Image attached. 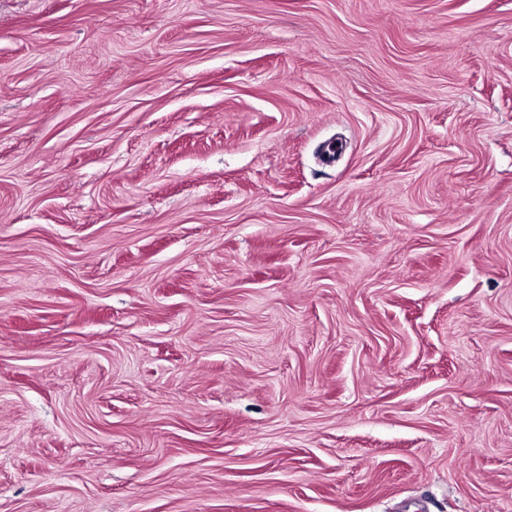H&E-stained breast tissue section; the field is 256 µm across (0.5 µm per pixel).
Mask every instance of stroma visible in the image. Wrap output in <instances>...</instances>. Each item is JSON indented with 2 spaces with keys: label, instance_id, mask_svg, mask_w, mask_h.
<instances>
[{
  "label": "stroma",
  "instance_id": "stroma-1",
  "mask_svg": "<svg viewBox=\"0 0 512 512\" xmlns=\"http://www.w3.org/2000/svg\"><path fill=\"white\" fill-rule=\"evenodd\" d=\"M0 512H512V0H0Z\"/></svg>",
  "mask_w": 512,
  "mask_h": 512
}]
</instances>
